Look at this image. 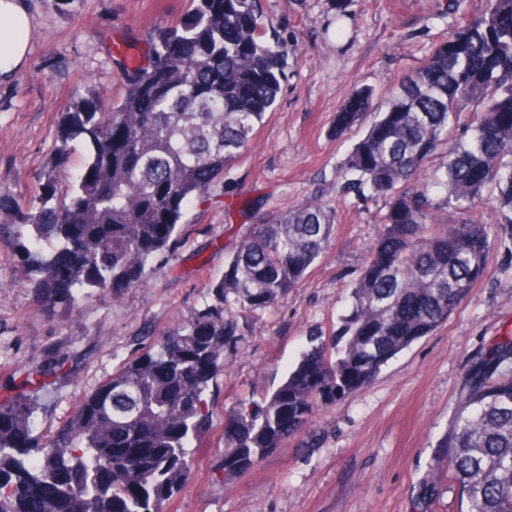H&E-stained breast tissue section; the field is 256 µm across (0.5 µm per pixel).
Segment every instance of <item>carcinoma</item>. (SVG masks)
<instances>
[{"instance_id":"obj_1","label":"carcinoma","mask_w":512,"mask_h":512,"mask_svg":"<svg viewBox=\"0 0 512 512\" xmlns=\"http://www.w3.org/2000/svg\"><path fill=\"white\" fill-rule=\"evenodd\" d=\"M193 3L153 34L145 59L125 62L118 103L94 93L70 100L36 201H0V239L28 271L0 288L33 289L40 313L146 286L185 236L189 209L224 180L273 108L285 50L266 38L257 0ZM374 94L356 90L333 133L365 126L341 192L383 199L378 238L347 288L338 329L311 333L272 392L225 414L226 477L253 468L446 322L487 276L493 240L512 235V0H487L385 110L373 111ZM460 126L470 141L425 178ZM76 151L77 173L60 179ZM483 200L486 217L473 213ZM335 227L336 208L316 200L248 225L200 306L122 359L55 431L36 430L40 399L78 362L52 354L27 373L0 397V512H167L211 427L210 386L242 351L249 316L302 283ZM438 447L465 512H512V333L472 364Z\"/></svg>"}]
</instances>
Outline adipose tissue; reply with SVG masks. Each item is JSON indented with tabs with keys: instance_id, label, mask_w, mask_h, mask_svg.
<instances>
[{
	"instance_id": "obj_1",
	"label": "adipose tissue",
	"mask_w": 512,
	"mask_h": 512,
	"mask_svg": "<svg viewBox=\"0 0 512 512\" xmlns=\"http://www.w3.org/2000/svg\"><path fill=\"white\" fill-rule=\"evenodd\" d=\"M32 35V17L22 0H0V81L25 67Z\"/></svg>"
}]
</instances>
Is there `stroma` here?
Wrapping results in <instances>:
<instances>
[{
  "instance_id": "1",
  "label": "stroma",
  "mask_w": 512,
  "mask_h": 512,
  "mask_svg": "<svg viewBox=\"0 0 512 512\" xmlns=\"http://www.w3.org/2000/svg\"><path fill=\"white\" fill-rule=\"evenodd\" d=\"M34 21L24 69L0 83V195L30 201L50 158L60 112L74 94L118 101L123 81L117 45L145 53L151 33L181 20L190 0H26ZM267 39H287L277 100L248 150L224 170L208 201L189 212L207 225L173 258L155 265L147 286L104 294L71 312L39 314L32 293L0 287V394L49 350L75 352V375L59 378L37 417L38 431L61 426L71 406L107 380L117 355L147 344L197 305L224 272L212 238L309 197L337 210L328 252L271 310L255 313L245 349L217 380L212 429L191 479L168 512H460L459 489L442 478L423 492L438 441L453 418L472 362L512 331V241L491 247L487 276L431 335L405 349L368 386L322 409L314 423L267 454L241 477H224V415L238 399L275 387L308 344L336 329L346 288L379 231L382 199L337 196L336 182L361 129L330 133L333 117L358 86L389 92L421 66L461 18L486 0H259Z\"/></svg>"
}]
</instances>
